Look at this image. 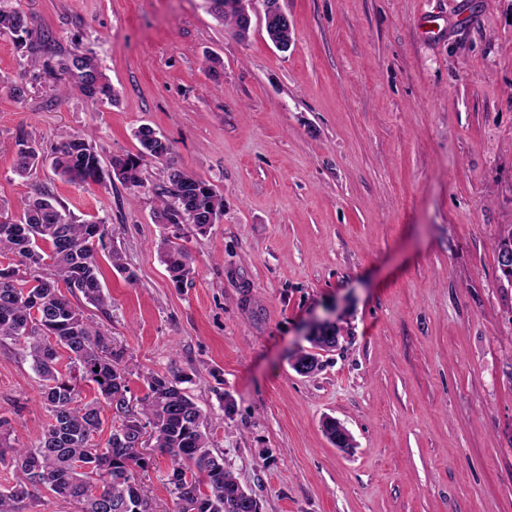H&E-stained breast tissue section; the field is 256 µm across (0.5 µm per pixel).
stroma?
<instances>
[{
  "label": "stroma",
  "mask_w": 512,
  "mask_h": 512,
  "mask_svg": "<svg viewBox=\"0 0 512 512\" xmlns=\"http://www.w3.org/2000/svg\"><path fill=\"white\" fill-rule=\"evenodd\" d=\"M280 5L285 52L263 0L244 38L213 0H0L30 32H0V212L44 186L105 222L111 305L84 310L123 348L129 399L149 375L187 376L213 453L262 512H512V286L496 249L512 230V0ZM77 52L113 101L53 103L41 65ZM22 83L19 103L7 88ZM144 125L172 144L167 164L146 162L147 189L52 169L71 133L107 161L137 153ZM22 138L43 155L28 178L13 169ZM170 167L224 197L220 220L182 240V285L154 219ZM322 320L342 339L301 376L291 357ZM39 387L21 345L1 342L12 446H36L50 421ZM328 417L352 447L325 437ZM170 470L160 455L141 475L152 512L175 510ZM271 3L269 10H264L265 31L268 39L275 44L288 47L292 40V32L287 21L278 15L282 11L279 0H263L264 7ZM180 239L177 233H173L172 238L166 237L160 246V258L166 265L171 274L172 280L180 285L192 279L194 269L190 266L188 255L178 242L173 241Z\"/></svg>",
  "instance_id": "1"
}]
</instances>
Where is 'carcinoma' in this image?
Masks as SVG:
<instances>
[{"label": "carcinoma", "instance_id": "1", "mask_svg": "<svg viewBox=\"0 0 512 512\" xmlns=\"http://www.w3.org/2000/svg\"><path fill=\"white\" fill-rule=\"evenodd\" d=\"M237 2L214 0L224 22L245 31L248 25ZM269 3L272 7L264 11L267 37L286 47L292 40L290 25L279 16V0H263ZM0 30L28 33L24 13L0 9ZM60 71L74 79L70 85L58 79L55 90L60 95L76 90L93 103L112 99V85L90 57H83L81 68L75 71L62 63ZM136 138L141 150L112 158L106 170L90 134L73 133L56 147L54 172L74 184L89 186L116 179L129 188L144 189L146 160H168L172 146L149 126L140 127ZM17 146L15 169L26 175L43 158L32 141L21 139ZM167 179L169 186L157 193L156 223L177 231L190 225L196 233L206 234L223 215V197L194 174L170 167ZM106 234V226L99 222L77 221L46 187L24 202L18 219L0 214V252L18 254L25 268L34 272L29 286L20 288L16 285L18 269L0 267V341L23 343L51 416L34 448L11 446L10 423L0 419V464L13 471L12 483L0 489V512H19L25 501L38 500L43 489L75 504L78 512H149L136 477L137 471L150 467V458L137 447L147 427L154 447L171 460L169 481L177 512H183L182 503L190 501L198 503V512H261L259 500L239 485L224 459L209 448L208 416L180 387L189 378L176 373L171 380L151 376L140 417H134L121 367L124 351L111 348L99 326L59 289L62 282L69 293H80L101 311L107 310L109 297L103 293L95 257L96 244L103 243ZM178 239L177 233L163 239L160 258L180 285L193 277L194 269ZM59 346L69 358L63 371L59 369ZM79 381L93 385L96 397L84 400ZM102 400L112 408L116 421L103 448L95 442L103 431ZM97 457L105 459L106 467L80 466Z\"/></svg>", "mask_w": 512, "mask_h": 512}]
</instances>
